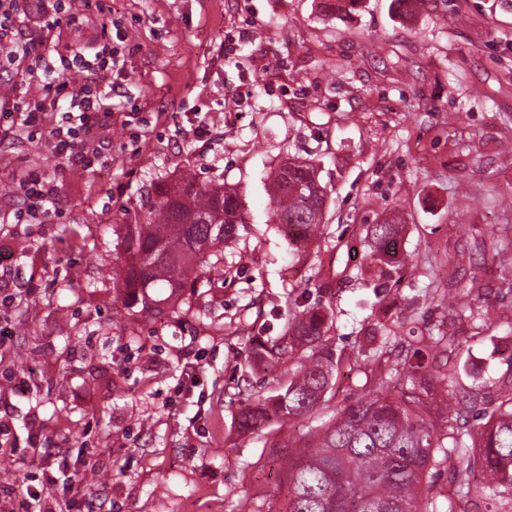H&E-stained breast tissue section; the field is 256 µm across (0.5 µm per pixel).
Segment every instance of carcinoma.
Returning <instances> with one entry per match:
<instances>
[{
  "instance_id": "cac0c4a2",
  "label": "carcinoma",
  "mask_w": 512,
  "mask_h": 512,
  "mask_svg": "<svg viewBox=\"0 0 512 512\" xmlns=\"http://www.w3.org/2000/svg\"><path fill=\"white\" fill-rule=\"evenodd\" d=\"M268 195L288 246L306 247L320 231L326 203L315 167L284 163ZM244 224L234 189L201 186L190 175L159 184L144 222L124 228L121 265L113 276L123 305L152 309L156 288L168 289L169 299L178 301L195 287L205 253L235 241ZM403 228L392 216L366 228L377 261L401 264L392 246ZM333 316L321 306L305 308L289 318L286 335L259 344L261 363L278 361L289 348L301 352L303 362L268 395H246L235 421L238 432L251 433L272 419H299L324 403L342 360L325 339ZM454 344V336L445 334L423 336L406 347L398 337L386 336L372 355L355 357L353 364L371 365L368 397L346 406L288 457V491L280 512H437L431 493L439 452L457 461L452 479L460 497H469L476 468L482 489L512 495V379L503 381L490 405L477 409L478 393L455 390L458 368L443 372L425 363L423 351ZM440 394L457 420H445L441 431L431 417ZM475 409L482 424L474 433L458 420Z\"/></svg>"
}]
</instances>
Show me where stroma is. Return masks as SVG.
I'll use <instances>...</instances> for the list:
<instances>
[{
  "mask_svg": "<svg viewBox=\"0 0 512 512\" xmlns=\"http://www.w3.org/2000/svg\"><path fill=\"white\" fill-rule=\"evenodd\" d=\"M81 23L45 35L51 61L109 43L97 76L111 115L92 167L59 163L48 109L30 135L0 113V512L65 469L70 512H279L286 462L314 427L362 398L340 365L312 415L235 428L238 387L267 393L293 369L251 362L260 337L316 304L336 352L376 321L410 343L451 331L461 387L493 400L512 376V0H73ZM17 54L0 98L26 103L41 71ZM313 163L321 236L291 255L270 211L277 167ZM192 174L236 189L247 232L163 312H134L112 278L123 227L158 182ZM51 179L47 216L17 220L21 185ZM397 214L404 265L383 272L368 225ZM479 299L462 318L447 294Z\"/></svg>",
  "mask_w": 512,
  "mask_h": 512,
  "instance_id": "35a3bbf8",
  "label": "stroma"
}]
</instances>
